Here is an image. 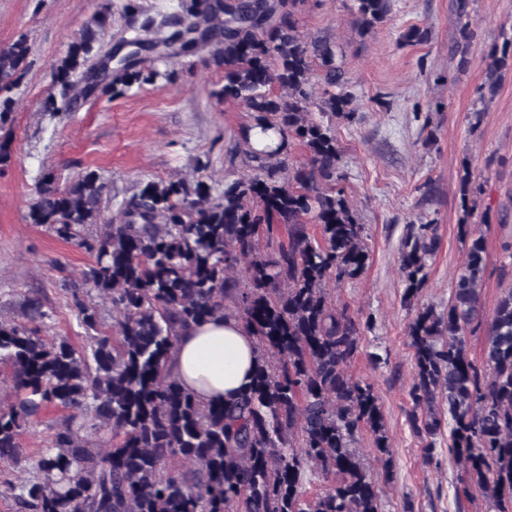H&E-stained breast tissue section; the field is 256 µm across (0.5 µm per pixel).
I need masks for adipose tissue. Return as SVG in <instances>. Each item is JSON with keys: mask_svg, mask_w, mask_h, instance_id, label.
I'll use <instances>...</instances> for the list:
<instances>
[{"mask_svg": "<svg viewBox=\"0 0 512 512\" xmlns=\"http://www.w3.org/2000/svg\"><path fill=\"white\" fill-rule=\"evenodd\" d=\"M255 343L244 324L217 317L194 325L176 345L173 371L205 403H221L244 390L256 364Z\"/></svg>", "mask_w": 512, "mask_h": 512, "instance_id": "adipose-tissue-1", "label": "adipose tissue"}]
</instances>
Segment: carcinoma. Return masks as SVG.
Segmentation results:
<instances>
[{
  "instance_id": "cac0c4a2",
  "label": "carcinoma",
  "mask_w": 512,
  "mask_h": 512,
  "mask_svg": "<svg viewBox=\"0 0 512 512\" xmlns=\"http://www.w3.org/2000/svg\"><path fill=\"white\" fill-rule=\"evenodd\" d=\"M306 0H179L171 16L143 17L121 41L130 45L100 81L107 56L104 15L93 17L54 73L67 112L91 96L111 101L132 87L172 76L175 59L210 48L224 69L219 95L237 101L252 122L240 145L254 174L213 195L203 182L149 181L124 200L119 223L104 215V178L86 171L61 188L44 174L29 221L95 257L72 289L89 341L76 350L24 325L0 321V365L11 369L12 401L0 406V486L16 512H383L354 444L369 431L388 451L373 387L349 368L361 322L328 291L366 268L365 226L339 186L341 158L328 115L354 113L350 79L335 45L302 35ZM467 0H457L460 40L474 35ZM365 35L389 20L390 0H352ZM27 39L0 49V123L13 111ZM320 81L313 82L315 67ZM512 69V49L492 53L487 87ZM297 144L308 163L280 156ZM104 224L96 237L85 226ZM284 228L287 240L276 236ZM435 225L412 224L402 241L407 300L428 277ZM484 236L471 237L448 310L419 311L408 326L412 349L410 427L437 435L448 427V453L463 467L460 493L479 494L495 512H512V290L488 322L486 370L468 357L465 335L484 319ZM112 305L117 335L101 329L84 294ZM239 318L258 351L250 384L224 404H204L185 389L170 361L181 330L215 316ZM31 322L51 317L27 300ZM447 405V413L438 401ZM48 425L36 474L12 479L24 455L20 437L40 415ZM328 482L309 496L305 471Z\"/></svg>"
}]
</instances>
